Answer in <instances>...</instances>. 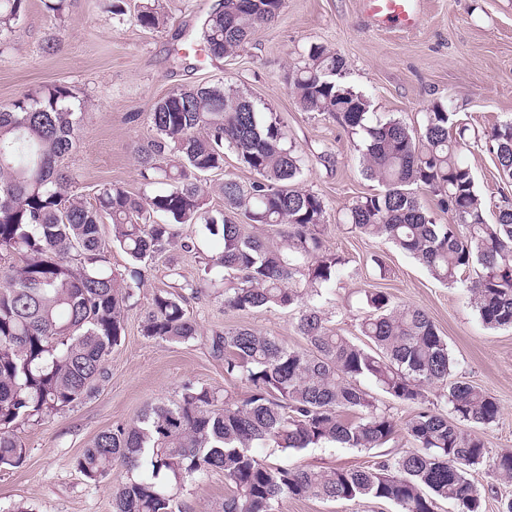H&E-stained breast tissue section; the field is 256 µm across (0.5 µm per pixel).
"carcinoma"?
<instances>
[{"mask_svg": "<svg viewBox=\"0 0 512 512\" xmlns=\"http://www.w3.org/2000/svg\"><path fill=\"white\" fill-rule=\"evenodd\" d=\"M28 0H0V35L13 31ZM284 0H222L199 37L215 59L235 54L261 25L275 21ZM137 26L165 23L162 5L143 4ZM344 62L323 45L308 48L286 74L306 112L327 116L362 135V169L380 186L345 212L350 233L380 237L416 259L450 288H463L489 329L512 327V202L498 204L494 222L460 151L468 126L433 105L422 123L369 122L370 100L342 82ZM76 93L55 83L0 110V469L18 468L27 450L20 425L92 397L120 345L129 301L144 275L109 271L101 226L112 244L146 265L166 246L199 253L180 226L195 224L223 249L204 259L195 281L172 273L153 295L143 335L186 343L201 334L187 303L223 286L233 311L279 308L295 315L305 347L237 326L210 333L224 357V377L247 385L236 398L193 381L177 398L158 403L130 424L106 430L76 458L77 470L99 482L119 465L114 512H186V487L220 471L230 486L220 512H279L286 498L325 501L372 498L399 512H482L471 471L491 464L512 479V450L488 459L482 436L459 423L488 426L500 405L454 373L448 341L422 309L395 306L391 296L365 291L359 344L340 334L320 307L324 293L347 273V260L323 240L327 205L298 187L303 159L279 113L223 84L172 91L147 113L153 135L134 147L144 185L165 189L134 195L118 184L98 189L95 204L70 191L63 165L77 149L83 109ZM476 141L495 155L499 175L512 180V119ZM253 175L247 184L221 183L224 208L205 206L207 175L224 169V151ZM426 191L438 211L419 199ZM448 214L439 222L437 212ZM372 381L399 402L417 405L404 423L415 448L371 466L307 470L271 465L254 448L299 451L325 443L372 450L397 432L394 418L361 387ZM441 388L443 405L425 404Z\"/></svg>", "mask_w": 512, "mask_h": 512, "instance_id": "obj_1", "label": "carcinoma"}]
</instances>
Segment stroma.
I'll return each instance as SVG.
<instances>
[{
	"label": "stroma",
	"instance_id": "1",
	"mask_svg": "<svg viewBox=\"0 0 512 512\" xmlns=\"http://www.w3.org/2000/svg\"><path fill=\"white\" fill-rule=\"evenodd\" d=\"M166 22L149 32L131 15L111 18L100 0H74L59 19L41 0L29 9L7 43L0 45V108L44 85L72 86L87 116L77 150L66 164L77 192L93 202L106 183L130 192L144 190L132 146L151 134L147 112L154 100L178 88L218 81L231 84L279 112L304 159L303 189L327 204L326 247L348 260V274L322 299L336 329L359 340L362 300L368 289L388 292L397 305L424 309L448 340L457 373L497 399L501 413L481 429L489 454L512 449V330L483 326L467 294L436 281L415 260L382 238L359 237L336 219L363 196L377 192L361 172L358 136L335 121L303 111L284 82L289 66L310 45L321 44L345 62L343 81L365 94L370 120L397 118L408 125L442 103L475 130L512 117V0H422L417 28L376 29L361 0H285L278 19L258 28L235 55L207 57L198 35L218 0H162ZM487 211L501 195L512 197L496 159L485 147L462 151ZM198 258L169 248L144 274L145 288L126 312L125 334L106 364L97 393L82 404L20 426L27 450L22 466L0 470V512H112V493L123 479L115 468L93 483L78 472L75 458L102 430L136 420L151 404L173 398L189 379L244 394L243 382L224 377V360L211 350L208 334L245 325L303 347L293 314L277 308L228 312L214 289L190 300L201 337L172 343L143 336L141 325L169 270L195 278ZM413 447L405 430L382 448L360 451L325 445L298 452L258 449L271 464L323 470L359 468ZM228 492L223 474L189 486L187 512H217ZM281 512H398L371 499L327 502L284 499Z\"/></svg>",
	"mask_w": 512,
	"mask_h": 512
}]
</instances>
